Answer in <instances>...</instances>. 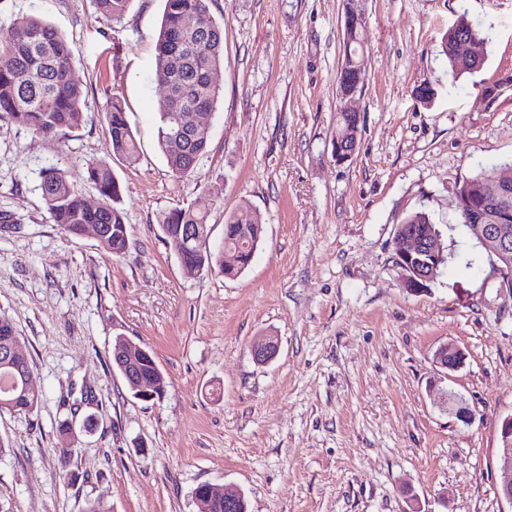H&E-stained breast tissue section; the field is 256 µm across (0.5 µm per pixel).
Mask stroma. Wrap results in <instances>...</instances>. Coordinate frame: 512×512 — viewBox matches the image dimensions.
I'll use <instances>...</instances> for the list:
<instances>
[{"label": "stroma", "mask_w": 512, "mask_h": 512, "mask_svg": "<svg viewBox=\"0 0 512 512\" xmlns=\"http://www.w3.org/2000/svg\"><path fill=\"white\" fill-rule=\"evenodd\" d=\"M224 28L209 146L186 176L157 146L155 42L164 0H132L121 21L94 0H0V34L22 14L73 49L82 125L44 137L0 120V316L29 356L41 394L29 415L0 414V512H197L203 483L242 490L250 512H504L492 460L512 413V291L460 221L455 189L512 167V0H361L369 34L361 133L337 163L333 138L344 0H208ZM483 38V64L453 77L443 34L458 20ZM434 86L430 103L415 89ZM125 106L139 155L113 159L104 114ZM109 161L128 248L54 224L40 173L64 170L88 201L89 162ZM200 204L210 247L231 212L264 234L227 279L187 270L162 213ZM427 212L455 257L425 292L402 286L393 236ZM124 335L153 351L169 387L133 397L112 365ZM271 334L259 365L250 343ZM467 354L441 376L437 348ZM475 417L464 425L446 394ZM67 455H60V448ZM75 483L67 484L63 474ZM253 360L258 364H267L279 353V343L274 336H259L250 345Z\"/></svg>", "instance_id": "1"}]
</instances>
